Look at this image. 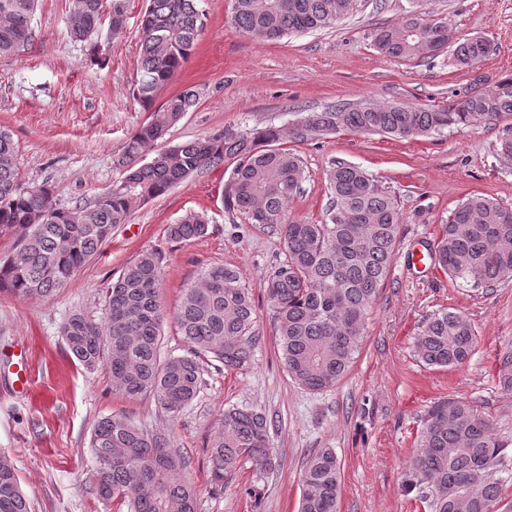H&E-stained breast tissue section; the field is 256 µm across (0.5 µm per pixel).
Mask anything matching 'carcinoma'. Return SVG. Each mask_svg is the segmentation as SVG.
Returning <instances> with one entry per match:
<instances>
[{
	"label": "carcinoma",
	"instance_id": "carcinoma-1",
	"mask_svg": "<svg viewBox=\"0 0 512 512\" xmlns=\"http://www.w3.org/2000/svg\"><path fill=\"white\" fill-rule=\"evenodd\" d=\"M353 0H234L232 21L245 36L273 42L291 34L329 28ZM35 0H0V57L23 51L33 38ZM73 37L99 34L104 15L112 32L124 28L121 0H70ZM204 28L197 0H149L139 24V78L134 95L151 112L124 143L116 163L123 171L112 191L92 203L56 207L50 186L19 181L17 148L0 130V235L13 234V252L0 261V288L16 297L51 295L65 285L145 202L166 194L189 176L234 163L223 195L227 212L246 215L283 241L285 253L265 276L267 306L289 377L320 392L335 386L351 367L367 315L393 262L401 216L393 198L361 169L335 163L328 173L330 201L321 222L294 219L288 207L300 193L304 169L298 155L278 146L306 142L340 130L398 138L424 136L458 124L512 114V75L488 92L446 110L421 107L334 105L308 112L284 131L265 126L224 130L173 145L140 162L144 149L164 138L199 94L186 89L155 106L160 91L189 59ZM374 44L385 57L432 58L450 50L461 69L490 52L481 37L459 39L428 14L409 11L380 28ZM206 218L189 212L166 228L174 241L207 235ZM430 257L448 276L473 288L492 289L512 278V208L473 196L441 226ZM159 253L146 251L105 289L107 317L99 325L81 314L63 326L67 345L85 368L106 363L114 391L151 397L171 416L199 394L205 366L226 371L251 365L260 337L258 313L239 272L213 264L184 289L174 321L185 347L160 357L166 311L161 302ZM474 330L459 312L431 314L416 339L418 358L429 367L464 365ZM500 382L512 391V349L499 358ZM512 439L497 433L471 404L434 403L424 418L421 441L410 459L407 485L418 490L431 512H512L502 503L503 478L495 470ZM90 447L96 464L94 492L105 505L126 512H195V494L184 476L186 461L165 428L148 430L123 416L98 421ZM210 482L215 493L246 463L257 474L272 469L267 418L228 408L209 442ZM299 512H337L340 463L332 448H314L300 476ZM0 512H30L12 458L0 453Z\"/></svg>",
	"mask_w": 512,
	"mask_h": 512
}]
</instances>
